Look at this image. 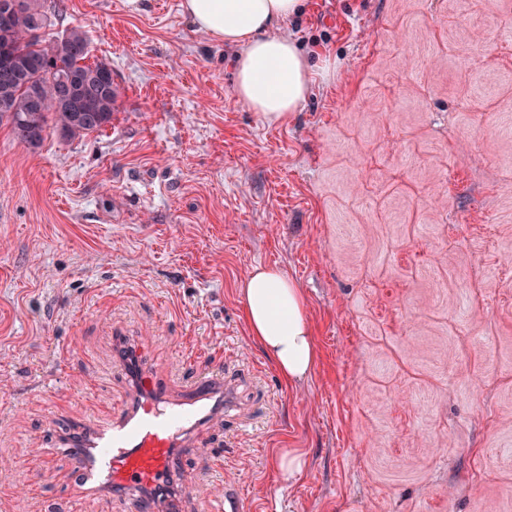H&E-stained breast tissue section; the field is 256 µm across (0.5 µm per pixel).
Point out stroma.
Listing matches in <instances>:
<instances>
[{"label":"stroma","instance_id":"1","mask_svg":"<svg viewBox=\"0 0 512 512\" xmlns=\"http://www.w3.org/2000/svg\"><path fill=\"white\" fill-rule=\"evenodd\" d=\"M180 0H44L112 68L111 124L28 148L0 121V494H72L55 429L119 408L118 332L181 391L232 375L181 512H512V0H302L312 71L270 122L238 48ZM258 264L303 289L319 359L286 383L248 334ZM304 449L278 479L276 455ZM306 464V455L300 448H288L277 457V468L284 479L300 474Z\"/></svg>","mask_w":512,"mask_h":512}]
</instances>
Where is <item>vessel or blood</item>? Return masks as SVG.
Wrapping results in <instances>:
<instances>
[{"label": "vessel or blood", "mask_w": 512, "mask_h": 512, "mask_svg": "<svg viewBox=\"0 0 512 512\" xmlns=\"http://www.w3.org/2000/svg\"><path fill=\"white\" fill-rule=\"evenodd\" d=\"M138 386L119 411L85 420L59 433L52 459L74 473L73 493L94 497L110 490L123 512H158L153 489L187 485L184 457L202 425L224 416V382L203 374L172 395L168 380L149 376L136 362Z\"/></svg>", "instance_id": "b4317fda"}]
</instances>
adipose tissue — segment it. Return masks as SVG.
Masks as SVG:
<instances>
[{
	"mask_svg": "<svg viewBox=\"0 0 512 512\" xmlns=\"http://www.w3.org/2000/svg\"><path fill=\"white\" fill-rule=\"evenodd\" d=\"M301 0H181V11L215 42L236 46V96L272 122L287 120L305 100L311 71L292 40L270 35L273 23L298 13ZM250 337L283 380L312 373L318 358L306 298L279 267L259 265L240 289Z\"/></svg>",
	"mask_w": 512,
	"mask_h": 512,
	"instance_id": "ef3b65f1",
	"label": "adipose tissue"
}]
</instances>
